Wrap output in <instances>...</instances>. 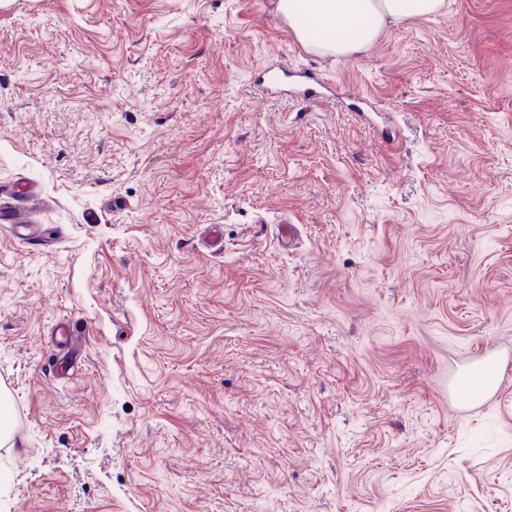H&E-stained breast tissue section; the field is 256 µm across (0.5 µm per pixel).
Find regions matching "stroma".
I'll return each mask as SVG.
<instances>
[{"mask_svg": "<svg viewBox=\"0 0 512 512\" xmlns=\"http://www.w3.org/2000/svg\"><path fill=\"white\" fill-rule=\"evenodd\" d=\"M1 202L52 243L0 223V512H512V0L345 56L278 0H0ZM28 216L25 209L6 212L0 208V220L7 224L6 226L14 239L26 243L47 242L45 229L41 224H33ZM78 327L77 323H73L63 330L62 336H65V338L61 341L63 345L59 349V359L65 367L74 368L79 360L78 352L74 349L81 340Z\"/></svg>", "mask_w": 512, "mask_h": 512, "instance_id": "obj_1", "label": "stroma"}]
</instances>
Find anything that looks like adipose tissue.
Here are the masks:
<instances>
[{
  "mask_svg": "<svg viewBox=\"0 0 512 512\" xmlns=\"http://www.w3.org/2000/svg\"><path fill=\"white\" fill-rule=\"evenodd\" d=\"M444 0H279L296 38L322 53L346 55L369 47L388 22L436 14Z\"/></svg>",
  "mask_w": 512,
  "mask_h": 512,
  "instance_id": "1",
  "label": "adipose tissue"
}]
</instances>
